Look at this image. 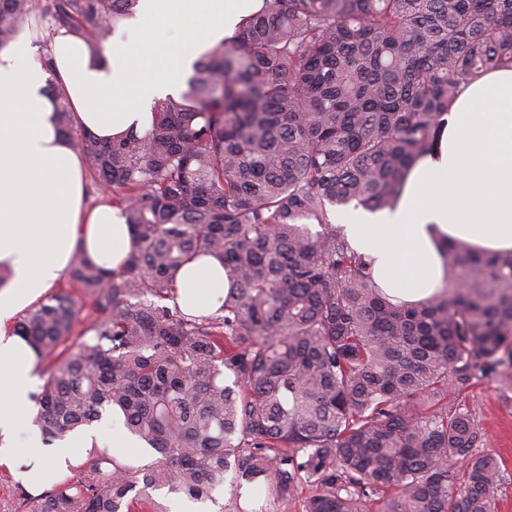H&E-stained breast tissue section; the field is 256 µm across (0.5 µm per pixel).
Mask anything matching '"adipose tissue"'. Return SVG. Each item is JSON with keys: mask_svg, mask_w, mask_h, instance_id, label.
I'll use <instances>...</instances> for the list:
<instances>
[{"mask_svg": "<svg viewBox=\"0 0 512 512\" xmlns=\"http://www.w3.org/2000/svg\"><path fill=\"white\" fill-rule=\"evenodd\" d=\"M262 2L138 0L103 50L70 32L51 36L52 74L30 28L15 48L0 51V265L12 273L0 287V469L30 491L80 460L92 435L49 447L34 433L17 445L18 431L32 422L28 394L40 364L13 320L44 298L75 256L121 269L132 238L118 209L85 206L80 157L57 127L49 80L58 79L76 123L97 137L144 130L152 103L178 94L194 61ZM173 21L182 32L170 39L163 31ZM344 228L352 246L373 258L375 283L395 302L419 303L445 288L444 243L512 251V68L462 86L436 146L409 170L397 206L347 215ZM178 284L182 310L194 315L219 308L229 286L223 267L206 257L186 264Z\"/></svg>", "mask_w": 512, "mask_h": 512, "instance_id": "adipose-tissue-1", "label": "adipose tissue"}]
</instances>
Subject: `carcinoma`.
I'll use <instances>...</instances> for the list:
<instances>
[{
  "label": "carcinoma",
  "mask_w": 512,
  "mask_h": 512,
  "mask_svg": "<svg viewBox=\"0 0 512 512\" xmlns=\"http://www.w3.org/2000/svg\"><path fill=\"white\" fill-rule=\"evenodd\" d=\"M137 3L0 0V51L31 17L101 46ZM494 67L512 68V0H263L142 133L103 142L56 96L132 247L118 271L75 257L69 283L94 313L77 346L67 291L17 322L48 365L35 420L62 441L116 409L158 458L133 472L97 451L88 479L22 493L26 512H159L150 491L207 500L229 474L237 501L265 487L237 512L306 487L305 512H494L499 462L448 395L512 364V251L450 242L445 291L397 305L330 220L393 209L462 85ZM200 256L230 288L197 316L177 275Z\"/></svg>",
  "instance_id": "carcinoma-1"
}]
</instances>
